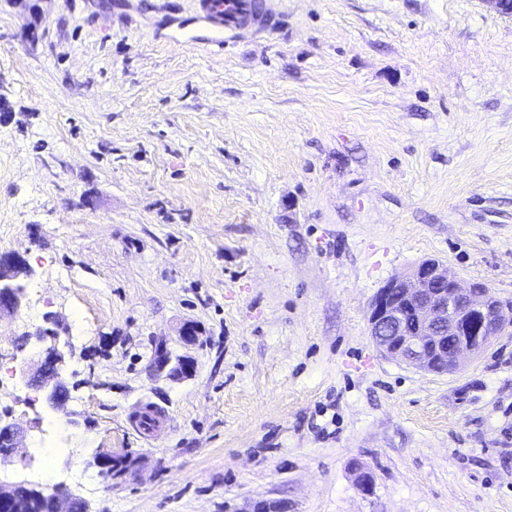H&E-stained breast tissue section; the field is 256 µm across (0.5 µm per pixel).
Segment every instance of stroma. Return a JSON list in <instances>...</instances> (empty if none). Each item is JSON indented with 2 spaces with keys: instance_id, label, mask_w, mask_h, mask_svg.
I'll list each match as a JSON object with an SVG mask.
<instances>
[{
  "instance_id": "35a3bbf8",
  "label": "stroma",
  "mask_w": 512,
  "mask_h": 512,
  "mask_svg": "<svg viewBox=\"0 0 512 512\" xmlns=\"http://www.w3.org/2000/svg\"><path fill=\"white\" fill-rule=\"evenodd\" d=\"M273 2L219 54L170 41L195 0H0V252L49 301L0 319L11 480L57 415L86 512H512V328L437 374L367 323L425 259L512 306V18ZM49 315L66 388L33 403ZM112 450L136 478L99 475ZM165 418V414L152 406H145L136 416L135 422L141 432L153 436ZM155 420V423H154Z\"/></svg>"
}]
</instances>
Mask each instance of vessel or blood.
<instances>
[{
	"instance_id": "b4317fda",
	"label": "vessel or blood",
	"mask_w": 512,
	"mask_h": 512,
	"mask_svg": "<svg viewBox=\"0 0 512 512\" xmlns=\"http://www.w3.org/2000/svg\"><path fill=\"white\" fill-rule=\"evenodd\" d=\"M196 13L209 29L206 45L220 49L227 43L226 33H265L280 21L267 0H196Z\"/></svg>"
}]
</instances>
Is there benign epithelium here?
Returning a JSON list of instances; mask_svg holds the SVG:
<instances>
[{
	"label": "benign epithelium",
	"mask_w": 512,
	"mask_h": 512,
	"mask_svg": "<svg viewBox=\"0 0 512 512\" xmlns=\"http://www.w3.org/2000/svg\"><path fill=\"white\" fill-rule=\"evenodd\" d=\"M30 268L19 252L0 253V316L14 314L22 291L16 281ZM490 291L481 282L462 284L440 262L430 259L406 275L392 278L380 289L368 314L369 335L386 356L434 372L442 363L463 366L512 325L493 319ZM64 354L47 349L31 378L38 386L65 388Z\"/></svg>",
	"instance_id": "1"
}]
</instances>
